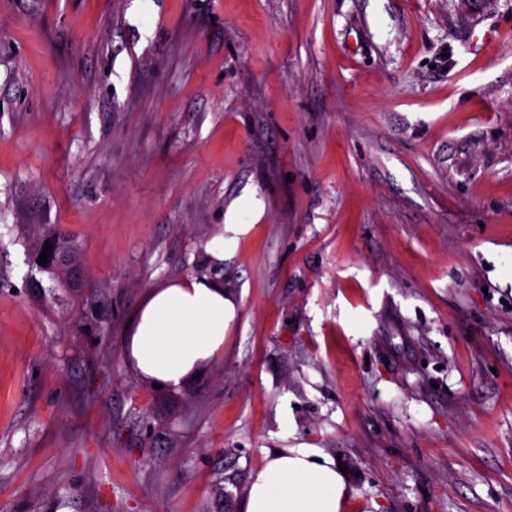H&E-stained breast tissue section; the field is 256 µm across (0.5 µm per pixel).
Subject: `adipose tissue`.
Masks as SVG:
<instances>
[{"instance_id": "1", "label": "adipose tissue", "mask_w": 512, "mask_h": 512, "mask_svg": "<svg viewBox=\"0 0 512 512\" xmlns=\"http://www.w3.org/2000/svg\"><path fill=\"white\" fill-rule=\"evenodd\" d=\"M239 309L218 283L181 277L154 290L137 312L125 355L142 379L177 387L224 354ZM349 476L324 449L267 451L251 475L240 512H346Z\"/></svg>"}]
</instances>
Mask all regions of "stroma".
Instances as JSON below:
<instances>
[{"instance_id":"35a3bbf8","label":"stroma","mask_w":512,"mask_h":512,"mask_svg":"<svg viewBox=\"0 0 512 512\" xmlns=\"http://www.w3.org/2000/svg\"><path fill=\"white\" fill-rule=\"evenodd\" d=\"M184 276L239 317L156 388ZM295 445L348 512H512V0H0V512H238ZM42 226L43 227L39 229V232L34 235L33 240L29 245V251L32 255V267L35 266L37 270L40 268L41 270L39 272L46 273L48 275V279L55 283L53 286L44 287L42 281L37 279V282L44 289V296H48L49 299L53 300L56 297V288H76L74 282L78 285L81 284V275L78 268L72 267L74 271V282L69 277L58 272L57 264L62 250L61 247L53 244L55 238L58 237L59 241L63 242L66 249L67 261L71 266L78 264L79 250L72 241L62 240V234L55 225L45 224ZM45 243L53 245V248H49V251L47 252L48 258L46 266H42L37 262V259L40 256V253H42V250L45 249ZM45 288H48L47 291ZM239 309L218 283L181 277L154 290L137 312L125 342L134 372L177 387L224 356Z\"/></svg>"}]
</instances>
